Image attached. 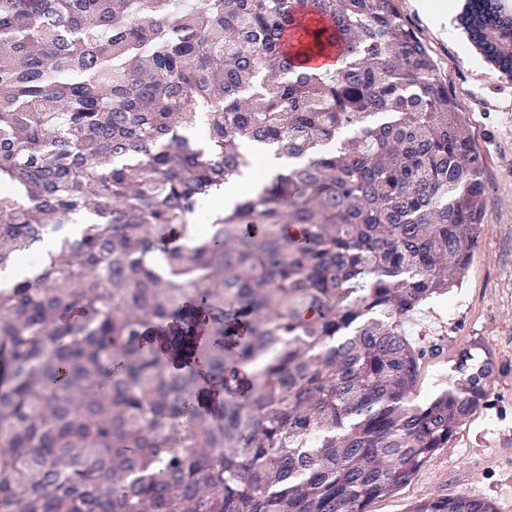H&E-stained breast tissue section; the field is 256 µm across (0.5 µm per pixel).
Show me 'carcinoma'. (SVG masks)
Listing matches in <instances>:
<instances>
[{
    "mask_svg": "<svg viewBox=\"0 0 512 512\" xmlns=\"http://www.w3.org/2000/svg\"><path fill=\"white\" fill-rule=\"evenodd\" d=\"M184 7L0 0V271L53 241L0 288V512H368L483 396L465 352L407 402L403 324L467 268L484 184L395 0ZM460 22L512 77L499 0ZM273 145L295 163L191 236Z\"/></svg>",
    "mask_w": 512,
    "mask_h": 512,
    "instance_id": "carcinoma-1",
    "label": "carcinoma"
}]
</instances>
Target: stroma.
<instances>
[{
	"label": "stroma",
	"instance_id": "stroma-1",
	"mask_svg": "<svg viewBox=\"0 0 512 512\" xmlns=\"http://www.w3.org/2000/svg\"><path fill=\"white\" fill-rule=\"evenodd\" d=\"M465 0H451L448 34L412 0L396 5L427 47L436 74L460 106L483 159L486 229L458 287L424 302L406 321L408 340L429 352L412 394L422 404L457 377L462 352L488 362L485 396L412 481L374 502L370 512H410L419 501L466 495L512 512V77L488 62L457 21Z\"/></svg>",
	"mask_w": 512,
	"mask_h": 512
}]
</instances>
